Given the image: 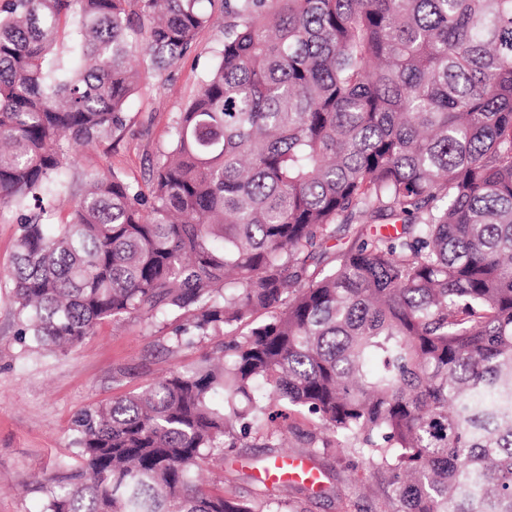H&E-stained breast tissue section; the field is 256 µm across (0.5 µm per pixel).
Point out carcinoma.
Returning <instances> with one entry per match:
<instances>
[{"label":"carcinoma","mask_w":512,"mask_h":512,"mask_svg":"<svg viewBox=\"0 0 512 512\" xmlns=\"http://www.w3.org/2000/svg\"><path fill=\"white\" fill-rule=\"evenodd\" d=\"M217 15L147 185L67 176ZM0 207L31 351L132 317L224 337L79 412L42 512H281L194 474L303 413L307 457L367 460L384 512H512V0H10ZM17 212L9 208H0V279L4 280L9 267L14 244L19 233Z\"/></svg>","instance_id":"obj_1"}]
</instances>
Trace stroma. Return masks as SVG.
<instances>
[{"instance_id":"1","label":"stroma","mask_w":512,"mask_h":512,"mask_svg":"<svg viewBox=\"0 0 512 512\" xmlns=\"http://www.w3.org/2000/svg\"><path fill=\"white\" fill-rule=\"evenodd\" d=\"M224 18L198 36L195 53L172 72L144 82L129 105V125L114 142L80 148L78 171L114 169L146 183L170 141L173 116L193 96L215 61ZM11 291L0 288V512H41L40 482L74 461L72 422L82 409L145 387L175 368L199 362L209 343L173 348L169 328L144 330L139 320L105 321L65 353L28 351L18 335ZM267 449L228 448L207 467L217 485L247 496L266 465ZM324 496L289 489L288 512H381L382 486L368 462L350 453L314 459Z\"/></svg>"}]
</instances>
